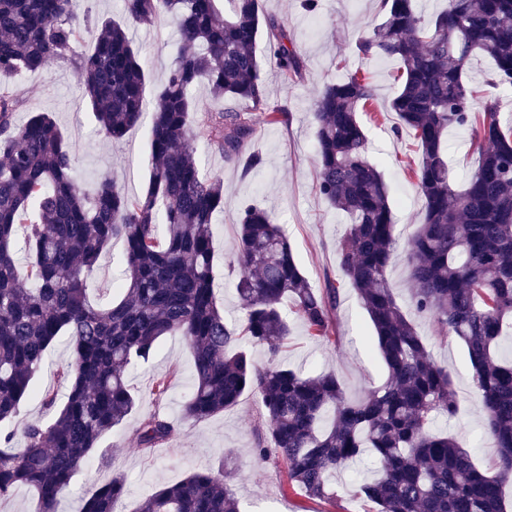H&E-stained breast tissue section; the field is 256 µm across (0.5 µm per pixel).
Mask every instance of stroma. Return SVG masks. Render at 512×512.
I'll return each mask as SVG.
<instances>
[{"label":"stroma","instance_id":"stroma-1","mask_svg":"<svg viewBox=\"0 0 512 512\" xmlns=\"http://www.w3.org/2000/svg\"><path fill=\"white\" fill-rule=\"evenodd\" d=\"M377 4L378 0H319L318 10L312 14L302 8L301 0H262L267 14L287 20L305 63L306 77L285 84L274 62H263L268 105L288 110L286 124L261 122L256 126L251 147L263 155L264 167L244 178L221 154L208 150L201 153L203 172L224 178V210L215 217L214 288L228 322L238 324L243 318L227 261L235 247L237 216L244 203H255L275 217L313 287H323L326 280L341 276L337 247L348 219L331 208L316 189L312 104L324 84L358 69L368 71L375 99L370 111L360 113L359 119L365 127L368 155L389 188L398 247H405L420 221L423 200L407 168L418 157L416 143L409 131H398V117L388 109L399 89L396 75L400 63L395 59H366L357 48L359 36L381 20ZM132 35L147 58V85L155 87L167 76L178 34L169 21L161 20L133 27ZM92 48L93 40L88 37L77 47L74 59L54 61L40 72L1 77L0 93L18 98L16 124H24L34 112L50 113L73 148L75 175L82 187H91L95 178L107 173L126 194L137 197L144 194L149 178L151 121L143 119L116 141L100 133L80 89L78 57ZM123 253L124 243L119 239L112 240L102 253L89 278L92 300L107 303L118 299ZM284 312L291 327L287 343L274 358L263 346L249 347L254 362L264 365L273 359L309 375L335 373L352 400L365 397L386 381L387 370L373 345L372 322L351 288L340 290L335 313L339 340L335 347L310 338L293 317L292 304H285ZM413 321L419 334L426 337L435 360L448 365L453 374L458 411L453 418L440 420L439 428L463 439L478 467H490L497 452L484 427L465 345L453 336L441 341L433 338L430 322L424 316L414 315ZM72 359L67 338L58 337L35 376L33 394L4 425L14 435V446H21L29 425L50 421L52 413L42 399L46 391H54L57 402L65 401L66 389L58 384L56 372ZM161 377L168 379L169 389L157 401L151 389ZM192 382L193 361L185 340L179 335L162 338L154 357L129 371V384L138 399L136 410L100 441L101 449L107 450L111 458L110 465L91 460L73 479L66 500L77 499L117 470L126 475L128 488L118 505L119 512H133L141 497L160 487L179 482L195 471L217 468L230 448L237 454L236 468L225 474L224 484L237 499L241 512H369L371 504L358 498V477L352 472L333 475L336 499L331 503L287 488L282 466L271 459L260 460L256 454L266 416L253 394H244L237 406L206 421L182 420L181 406ZM154 411L174 421L176 435L149 455L137 448L133 433L141 418Z\"/></svg>","mask_w":512,"mask_h":512}]
</instances>
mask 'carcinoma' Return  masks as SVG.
Wrapping results in <instances>:
<instances>
[{"mask_svg": "<svg viewBox=\"0 0 512 512\" xmlns=\"http://www.w3.org/2000/svg\"><path fill=\"white\" fill-rule=\"evenodd\" d=\"M75 0H0V73L43 70L75 53L87 30L73 23ZM124 0L123 21L104 19L81 64L82 96L100 131L119 139L145 111L147 69L128 35L131 25L162 17L179 43L166 79L156 87L147 191L128 196L108 175L87 193L73 175L72 146L53 118L37 112L18 126V101L0 93V422L29 394L50 345L69 337L75 360L58 370L68 387L47 425L31 424L24 446L0 432V499L30 488L39 512H64L63 492L92 458L101 437L137 406L127 384L131 366L155 353L163 337L189 346L194 375L182 416L205 421L235 407L246 392L264 406L268 423L257 448L275 457L286 485L318 500L334 497L333 474L376 461V478L360 492L376 512H506L512 484V360L498 354L512 318V119L503 123L497 98L479 95L465 79L472 56L490 58V84L512 87V0H448L424 20L417 0H378L382 22L363 35L367 59L395 58L402 83L390 101L400 127L412 133L415 185L424 201L405 249L415 311L434 335L461 339L473 370L487 434L497 460L482 471L463 443L434 429L452 418L457 393L448 366L437 363L389 284L395 215L388 185L367 155L359 120L374 88L355 72L325 85L313 104L316 188L350 217L337 255L342 279L314 288L271 213L246 204L239 212L229 262L241 328L224 319L214 293V218L224 208V181L201 170L195 142L224 155L246 178L263 164L249 149L255 111L265 106L260 39L284 83L303 78L304 61L286 23L264 13L261 0ZM230 109L200 104L193 87ZM469 127L477 162L465 184L452 182L449 130ZM25 224L28 264L16 258L17 225ZM114 239L124 242L121 298L91 300L88 277ZM357 294L374 327L386 382L360 400L347 398L334 373L306 375L273 362L260 366L243 344L276 357L291 328L285 300L309 336L336 346L334 320L342 284ZM176 428L159 413L136 429L141 451L168 443ZM224 451L216 469L195 472L146 497L135 512H240L224 487ZM124 474L81 498L76 512H116Z\"/></svg>", "mask_w": 512, "mask_h": 512, "instance_id": "obj_1", "label": "carcinoma"}]
</instances>
